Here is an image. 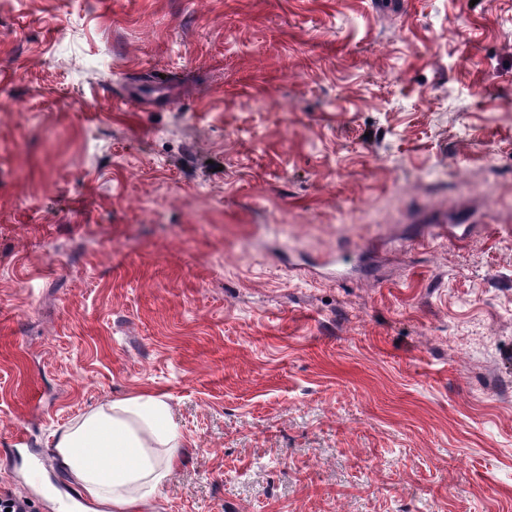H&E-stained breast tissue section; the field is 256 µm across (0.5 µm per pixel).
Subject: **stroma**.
I'll list each match as a JSON object with an SVG mask.
<instances>
[{"instance_id":"1","label":"stroma","mask_w":512,"mask_h":512,"mask_svg":"<svg viewBox=\"0 0 512 512\" xmlns=\"http://www.w3.org/2000/svg\"><path fill=\"white\" fill-rule=\"evenodd\" d=\"M148 391L140 512H512V0H0V496Z\"/></svg>"}]
</instances>
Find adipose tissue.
<instances>
[{"instance_id": "ef3b65f1", "label": "adipose tissue", "mask_w": 512, "mask_h": 512, "mask_svg": "<svg viewBox=\"0 0 512 512\" xmlns=\"http://www.w3.org/2000/svg\"><path fill=\"white\" fill-rule=\"evenodd\" d=\"M181 446L164 396L142 393L91 411L57 436L54 451L92 503L130 512L156 495L172 468L157 448Z\"/></svg>"}]
</instances>
